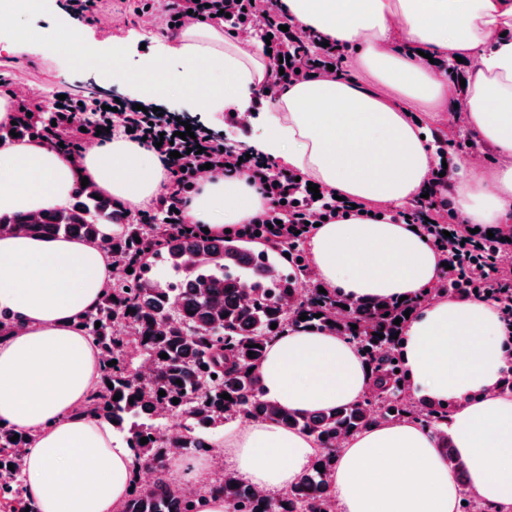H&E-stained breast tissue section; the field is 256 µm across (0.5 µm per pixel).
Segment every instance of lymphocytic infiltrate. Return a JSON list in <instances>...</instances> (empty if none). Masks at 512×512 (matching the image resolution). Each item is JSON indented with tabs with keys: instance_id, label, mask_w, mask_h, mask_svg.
Instances as JSON below:
<instances>
[{
	"instance_id": "f902f5d3",
	"label": "lymphocytic infiltrate",
	"mask_w": 512,
	"mask_h": 512,
	"mask_svg": "<svg viewBox=\"0 0 512 512\" xmlns=\"http://www.w3.org/2000/svg\"><path fill=\"white\" fill-rule=\"evenodd\" d=\"M233 0H163L162 12L167 37H174L187 23L210 18L220 10L231 7ZM64 103L68 115L56 125L47 126L42 138L50 148H62L64 153L74 154L84 145L97 142L99 130L112 126L131 141L144 143L153 149L168 172L165 193L153 199L148 208L135 214L139 224H153L163 220L171 232L188 229L189 222L184 209L198 189L200 166L210 164L212 171L225 169L223 141L205 133L181 139L180 126L171 118L153 112H143L125 103H118L116 110L104 109L102 100L79 101L66 96ZM235 171L248 173L255 183L266 184L267 208L252 221L235 228V235H249L254 241L269 248H278L289 238L307 242L321 220L335 221L351 210L349 202L327 198L318 211H311L312 192L307 189V179H296L294 174L278 171L274 163L263 157L235 162ZM444 182L439 174H432L427 188L428 195L419 199L408 211V221L442 255L454 262V279L440 278V285L454 283L455 296L464 299H483L512 295V272L480 284H472L470 271L473 263L480 262L497 267L501 255L512 249V243L501 237H488L485 232L470 233L468 225L452 224L442 219L440 188Z\"/></svg>"
}]
</instances>
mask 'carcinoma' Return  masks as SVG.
Segmentation results:
<instances>
[{
    "label": "carcinoma",
    "instance_id": "1",
    "mask_svg": "<svg viewBox=\"0 0 512 512\" xmlns=\"http://www.w3.org/2000/svg\"><path fill=\"white\" fill-rule=\"evenodd\" d=\"M270 45L303 61L324 62L311 33L284 46L274 30ZM96 194V189L78 183L62 208L36 217L0 214V233L104 239L112 259L133 269L76 320V327L97 346L102 363L99 387L81 412L111 422L141 466L155 473L152 485L133 491L121 512H197V501L204 496L224 499L227 512H331V485L343 442L373 425L403 419L438 436L448 468L465 483V463L448 437V405H415L397 395L409 385L402 340L395 338L405 322L393 324L404 318L401 302L347 301L330 289L319 292L313 280L299 302L298 285L308 275L300 245L290 242L257 253L239 239L173 233L162 224H129L113 208L112 198L98 194L96 199ZM106 224L121 230L107 240ZM160 265L171 272L170 280L156 279L154 270ZM317 313L321 317H315ZM303 314L308 319H301ZM290 326L331 331L349 341L366 364L379 365L371 393L357 403L312 414L283 409L265 398L259 366L270 342ZM132 345L154 366L146 378L127 360ZM163 353L168 358H160ZM112 360L116 364L108 365ZM178 379L182 384H176ZM118 393L121 398L113 400ZM224 393L230 399H223ZM174 398L179 403H172ZM155 403L167 409L175 433L152 419ZM238 416L312 435L319 454L299 480L278 495L259 497L250 484L236 478L216 479L191 494L168 481V449L205 452L213 446L212 433ZM16 434L19 439L11 441ZM143 437L148 443H140ZM30 442V434L0 422V499L17 504L13 512H36L24 482L23 455L17 453Z\"/></svg>",
    "mask_w": 512,
    "mask_h": 512
}]
</instances>
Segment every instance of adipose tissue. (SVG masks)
Masks as SVG:
<instances>
[{
  "mask_svg": "<svg viewBox=\"0 0 512 512\" xmlns=\"http://www.w3.org/2000/svg\"><path fill=\"white\" fill-rule=\"evenodd\" d=\"M303 30L343 50V70L280 89L261 112L254 152L301 172L327 193L383 204L389 214L323 224L309 243L325 287L350 299L427 295L441 257L411 225L391 216L417 201L437 164L432 127L453 99L448 73L433 61L470 64L457 112L493 154L457 161L444 186L460 223L512 229V0H277ZM112 49V77L148 90L172 70L201 112H248L265 84L268 59L258 40L194 21L138 71ZM128 209L164 190L158 156L116 136L70 158L30 140L0 145V214L65 206L80 178ZM266 205L246 175L210 174L187 205L189 220L213 234L248 223ZM103 241L0 236V310L22 327L0 340V421L31 434L25 483L38 512H117L141 469L112 425L81 414L98 386L99 353L74 325L113 283ZM506 326L495 305L454 296L421 306L405 328L404 360L413 389L452 401L448 435L467 468L458 481L434 433L412 422L382 423L343 444L332 489L337 512H456L462 491L484 504L512 505V394ZM265 396L302 414L363 399L372 378L355 348L318 329H289L259 367ZM318 451L314 437L268 421L224 428L209 455L171 457L180 482L196 485L217 466L267 493H282Z\"/></svg>",
  "mask_w": 512,
  "mask_h": 512,
  "instance_id": "ef3b65f1",
  "label": "adipose tissue"
}]
</instances>
